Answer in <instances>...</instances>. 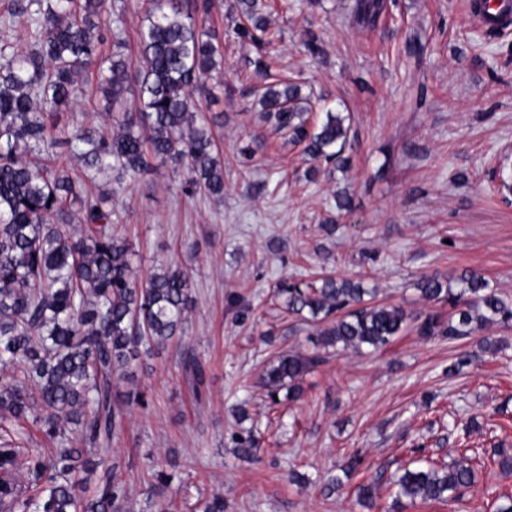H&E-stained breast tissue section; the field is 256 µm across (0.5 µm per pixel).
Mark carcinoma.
<instances>
[{
    "mask_svg": "<svg viewBox=\"0 0 512 512\" xmlns=\"http://www.w3.org/2000/svg\"><path fill=\"white\" fill-rule=\"evenodd\" d=\"M267 6L234 5L250 23L239 34L259 54ZM211 7V0H146L135 63L98 48L107 0H8L0 16L4 29L21 28L31 40L24 49L0 50V512H126L111 444L121 430L119 407L141 403L142 394L114 389V379H126L140 346L175 338L192 307L191 281L177 266L139 280L130 246L112 234L104 198L77 193L57 147L66 145L87 177L115 172L135 181L149 160H171L188 173L186 196L201 190L224 199V168L203 105L192 96L220 55ZM385 10V0H353L351 18L372 29ZM256 71L265 80L261 120L311 159L343 168L346 117L328 110L311 123L312 106H300L298 83L273 75L261 58ZM132 82L139 87L134 109L124 99ZM93 85L103 92L110 129L60 128L61 108ZM76 202L79 224L71 223ZM456 281V288L437 276L418 283L422 299L448 304L446 320L380 304L375 291L332 275L285 282L278 294L289 312L322 325L323 347L356 353L379 350L410 328L450 340L493 325L512 328V301L482 273L467 270ZM320 361L316 352L294 350L269 361L261 380L271 403H280L283 391L290 400L302 398L303 377ZM31 426L54 444L49 453L33 447ZM236 444L245 458L259 448L250 430L236 435ZM470 461L460 451L452 464L404 467L388 484L357 486V495L373 505L393 488L398 497L458 501L475 482ZM356 469V460L344 462L326 491Z\"/></svg>",
    "mask_w": 512,
    "mask_h": 512,
    "instance_id": "1",
    "label": "carcinoma"
}]
</instances>
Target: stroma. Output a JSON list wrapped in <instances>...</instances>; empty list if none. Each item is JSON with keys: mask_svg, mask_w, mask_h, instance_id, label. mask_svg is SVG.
Listing matches in <instances>:
<instances>
[{"mask_svg": "<svg viewBox=\"0 0 512 512\" xmlns=\"http://www.w3.org/2000/svg\"><path fill=\"white\" fill-rule=\"evenodd\" d=\"M123 2L124 22L106 23L100 50L111 54L118 36L134 58L143 4ZM473 2L386 0L372 30L353 24L352 0L267 9L272 73L301 83L314 119L330 109L351 126L345 169L319 170L309 183L310 159L260 120L256 50L234 32L231 0H215L222 72L205 78L200 98L224 163V200L186 197L182 167L154 160L112 206L136 276L187 268L193 297L181 335L131 368L145 404L124 409L112 442L131 512H156V469L172 476L173 512H199L215 494L224 512H496L500 496H512V472L489 463L495 446L512 447V329H494L504 341L495 353L478 352L473 337L407 331L358 354L322 348L275 294L281 282L326 269L375 289L378 302L444 316L447 304L420 300L418 280L478 270L512 298V202L499 191L502 175L512 176V26L475 24ZM311 37L318 52L306 46ZM342 190L350 208L340 212ZM290 349L324 360L305 375L302 400L273 406L262 366ZM473 350L477 358L449 376ZM188 353L205 368L202 389L184 369ZM240 407L258 439L253 458L234 442ZM474 414L479 428L463 434ZM462 436L475 483L461 504L391 493L373 508L358 504L357 485L419 457L447 462ZM354 455L351 480L325 493L328 472Z\"/></svg>", "mask_w": 512, "mask_h": 512, "instance_id": "35a3bbf8", "label": "stroma"}]
</instances>
